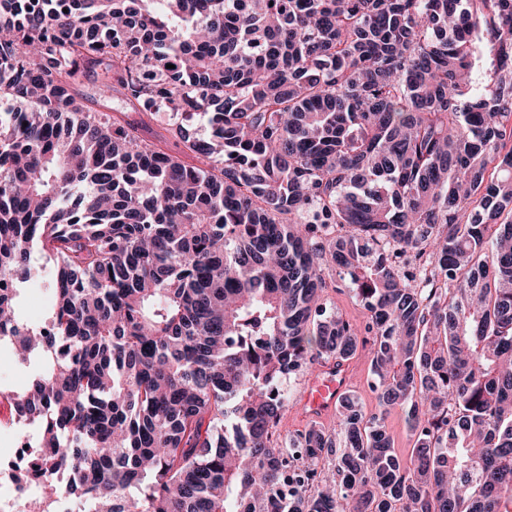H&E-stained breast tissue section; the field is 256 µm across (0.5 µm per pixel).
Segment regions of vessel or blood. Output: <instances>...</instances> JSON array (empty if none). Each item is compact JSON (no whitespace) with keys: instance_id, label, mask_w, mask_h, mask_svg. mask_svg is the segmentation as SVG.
Masks as SVG:
<instances>
[{"instance_id":"obj_1","label":"vessel or blood","mask_w":512,"mask_h":512,"mask_svg":"<svg viewBox=\"0 0 512 512\" xmlns=\"http://www.w3.org/2000/svg\"><path fill=\"white\" fill-rule=\"evenodd\" d=\"M355 381L354 369L348 363H331L315 373L304 392L301 406L310 418L329 419Z\"/></svg>"}]
</instances>
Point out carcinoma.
<instances>
[{"label": "carcinoma", "instance_id": "1", "mask_svg": "<svg viewBox=\"0 0 512 512\" xmlns=\"http://www.w3.org/2000/svg\"><path fill=\"white\" fill-rule=\"evenodd\" d=\"M0 103L9 399L78 512H512V0H0ZM363 334L379 413L279 442ZM326 288L323 292V303L328 311L341 315L354 326L361 327L368 320V311L352 296L345 284L334 275L326 274ZM52 289L48 281L40 279L27 283L19 296L20 317L29 323H40L53 304ZM29 379V371L20 366L10 352L2 351L0 355V388L22 390ZM385 425L394 440L397 453L404 460L409 459L413 447L402 412L396 410L389 414L385 420Z\"/></svg>", "mask_w": 512, "mask_h": 512}]
</instances>
